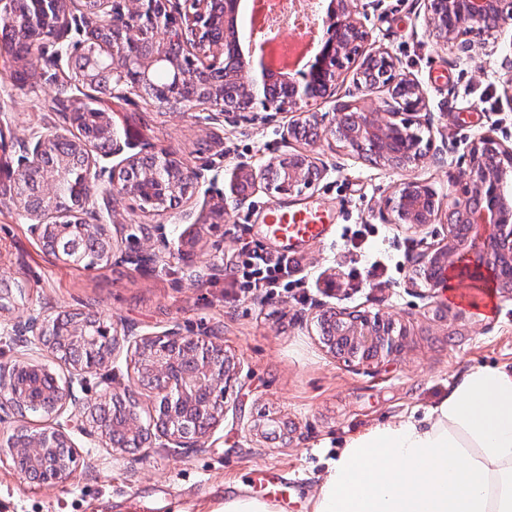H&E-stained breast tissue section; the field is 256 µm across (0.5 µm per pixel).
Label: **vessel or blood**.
<instances>
[{
    "label": "vessel or blood",
    "mask_w": 512,
    "mask_h": 512,
    "mask_svg": "<svg viewBox=\"0 0 512 512\" xmlns=\"http://www.w3.org/2000/svg\"><path fill=\"white\" fill-rule=\"evenodd\" d=\"M333 218L325 209L309 206L295 210H272L266 226L285 252L291 253L306 242L323 239Z\"/></svg>",
    "instance_id": "1"
}]
</instances>
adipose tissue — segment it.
I'll return each mask as SVG.
<instances>
[{"label": "adipose tissue", "instance_id": "1", "mask_svg": "<svg viewBox=\"0 0 512 512\" xmlns=\"http://www.w3.org/2000/svg\"><path fill=\"white\" fill-rule=\"evenodd\" d=\"M312 512H512V369H469L421 417L346 438Z\"/></svg>", "mask_w": 512, "mask_h": 512}]
</instances>
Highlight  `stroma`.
<instances>
[{"label": "stroma", "instance_id": "obj_1", "mask_svg": "<svg viewBox=\"0 0 512 512\" xmlns=\"http://www.w3.org/2000/svg\"><path fill=\"white\" fill-rule=\"evenodd\" d=\"M368 45L394 57L399 71L425 94L422 118L433 125L437 158L396 171L364 162L347 142L327 137L313 153L327 175L303 193L280 195L256 184L250 202L234 209L233 173L253 172L278 155L303 150L289 139L288 112L269 107L272 121L224 129V158L214 184L189 189L178 210L154 214L138 200L113 202L112 234L126 250L136 243L131 224L167 225L180 256L137 268L115 264L79 268L47 255L28 231L20 206L0 198V279L13 295L0 305V363L14 360L10 335L23 313L56 316L63 309L93 306L108 318L152 334L180 326L190 336H215L237 358L238 371L225 398L224 419L205 448L175 456L165 448L129 455L73 433L76 459L71 478L55 487L29 483L10 459L0 460V512H211L236 485L250 486L257 469L276 470L292 503L289 512H311L318 477L345 438L378 423L422 415L466 370L479 365L512 368V297L494 293L492 308L472 287V302L434 291L423 298L410 288L412 259L432 234H445L443 220L415 231L386 223L379 209L401 182L416 180L447 198L451 172L467 161L469 143L495 130L512 144V99L504 92L501 61L512 50V34L493 33L474 61H459L439 47L424 17L422 0H383L362 20ZM19 68L0 46V187L11 179L19 139L45 133L62 119L51 103L54 85L86 100L87 89L71 85L67 65L16 79ZM121 140L176 152L190 164L204 160L200 149L216 130L202 113L169 114L136 94L99 104ZM319 206L334 217L323 239L302 245L295 283L267 295L234 293L230 284L242 246L277 255L281 247L266 232L271 205ZM234 209L230 225L214 224L212 211ZM219 260L224 272L205 288L188 285V263ZM335 304L360 310L388 309L406 328V348L396 357L356 366L324 347L314 312ZM133 350L117 349L108 367L87 374L85 398L133 385ZM288 425L286 439H270Z\"/></svg>", "mask_w": 512, "mask_h": 512}]
</instances>
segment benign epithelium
<instances>
[{"label":"benign epithelium","instance_id":"1","mask_svg":"<svg viewBox=\"0 0 512 512\" xmlns=\"http://www.w3.org/2000/svg\"><path fill=\"white\" fill-rule=\"evenodd\" d=\"M360 0H337L315 10L312 23L327 24L324 39L310 51L308 71L274 75L263 59L247 53L243 38L230 39L227 24L239 0H0V28L22 50L26 64L35 58L66 61L75 83L112 97L136 92L174 111L201 109L213 123L240 125L266 121L254 111L258 100L274 99L292 114L288 137L314 145L332 135L355 146L361 156L378 159L392 169L418 166L437 155L433 136L411 130L409 112L424 107L420 86L397 71L385 49L363 54L353 80L355 93L369 97L387 91L386 108L355 111L336 98L340 59L369 40L355 15ZM424 14L436 43L458 59L471 60L485 37L512 22V0H423ZM79 39L67 41L70 33ZM259 68H254V64ZM168 77L164 93H156V77ZM333 103L329 124L320 106ZM81 137L56 130L21 142L12 168L9 192L23 202L28 231L54 256L76 265L89 253L108 266L125 262L158 264L173 256L166 225L139 224L136 251L114 241L103 222L97 197L106 201L128 196L145 210L165 212L181 204L188 187L199 183L212 162H183L175 154L144 147L117 165H107L123 151L112 122L95 108L64 113ZM327 169L308 152L270 160L262 170L269 192L300 193L319 183ZM255 185L243 167L237 174L236 206L246 203ZM455 193L448 210L436 190L406 181L386 199L382 217L390 224L421 230L444 213L448 234L428 244L413 260L417 277L436 289L434 274L448 280L487 275L493 285L512 292V145L490 129L468 150L467 168L452 177ZM223 272L216 262L190 265L188 279L197 287ZM330 352L348 362L370 365L404 350L405 328L390 311H361L336 305L316 310ZM22 352L0 364V409L16 416L42 413L48 427L16 426L8 438V456L26 479L40 486L65 483L73 472L75 448L71 432L124 453L142 448H174L187 454L205 443L224 417V396L236 363L216 338L189 336L177 326L156 334H137L94 310L73 316L64 311L46 320L19 315L11 328ZM135 350L139 381L154 394L155 413L143 423L128 402L132 390L113 389L95 400L81 401L74 383L83 373L105 367L114 351ZM40 351L71 367L59 379L31 357Z\"/></svg>","mask_w":512,"mask_h":512}]
</instances>
